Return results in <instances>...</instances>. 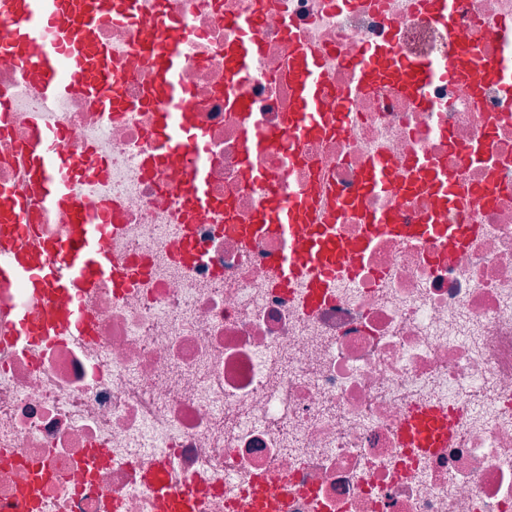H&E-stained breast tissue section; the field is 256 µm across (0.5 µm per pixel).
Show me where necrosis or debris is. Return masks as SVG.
Masks as SVG:
<instances>
[{"mask_svg": "<svg viewBox=\"0 0 512 512\" xmlns=\"http://www.w3.org/2000/svg\"><path fill=\"white\" fill-rule=\"evenodd\" d=\"M255 9L263 51L238 92L268 147L253 157L262 180L250 186L240 175L246 132L224 100V48L243 37L226 17ZM457 10L471 52L451 75L447 29L408 0L369 10L345 0H144L135 18L97 34L128 102L116 117L79 96L44 107L0 53V101L13 110L0 122V186H19L31 139L52 132L55 150L87 163L72 180L78 208L117 226V259L149 268L140 285L117 294L104 282L83 298L96 342L0 349V451L13 458L0 464V506L28 512L21 495L36 460L55 473L37 491L41 512H103L115 499L121 512H169L141 485L163 461L202 490L204 512H512V99L485 69L512 66L501 35L512 0H458ZM169 15L191 33L181 58L204 135L197 160L180 166L163 161L147 96L145 52ZM289 30L325 51L324 133L296 145L284 129L296 109ZM389 43L400 59L432 65L426 103L400 93L409 73L399 62L380 64L374 85L357 90L350 60ZM376 159L383 184L363 191ZM423 159L447 166L462 202L410 188ZM198 169L237 223L271 186L302 198L313 219L289 240L245 243L201 207L192 216L199 256L178 262L179 202ZM348 195L360 206L337 220L346 242L362 236L364 212L388 209L407 224L481 231L466 244L452 234L378 236L355 275L342 256V272L307 308L304 289L276 283L270 260L308 252L315 216ZM416 405L457 415L445 447L403 472L401 424Z\"/></svg>", "mask_w": 512, "mask_h": 512, "instance_id": "4bbe7bcc", "label": "necrosis or debris"}]
</instances>
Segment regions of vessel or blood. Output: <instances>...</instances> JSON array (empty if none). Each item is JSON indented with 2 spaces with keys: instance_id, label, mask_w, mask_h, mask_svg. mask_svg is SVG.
Segmentation results:
<instances>
[{
  "instance_id": "vessel-or-blood-1",
  "label": "vessel or blood",
  "mask_w": 512,
  "mask_h": 512,
  "mask_svg": "<svg viewBox=\"0 0 512 512\" xmlns=\"http://www.w3.org/2000/svg\"><path fill=\"white\" fill-rule=\"evenodd\" d=\"M455 4L456 0H420L418 7L447 25L450 38L457 41V50L462 53L466 47L460 44L455 28ZM139 6L140 0H0V22L17 27L16 36L0 44V52L15 57L23 71L37 70V89L46 106H54L68 95L80 94L95 108L117 113L123 107L119 92L121 80L104 66L96 32L104 22L135 13ZM230 23L244 33L242 41L224 52L225 65L235 81L249 72L262 51V44L253 34L257 26L256 14L231 17ZM188 37L189 32L180 21L167 19L163 25L162 46L151 54L154 81L150 96L159 105L154 134L170 142L168 160L174 164L182 161L185 143H198L203 138L192 125L190 113L184 109L189 86L182 69L181 50ZM322 56L323 50L317 46L303 43L291 46L289 62L297 76V108L288 116L286 127L290 141L295 143L321 130L318 104L325 81L320 65ZM64 59L76 70L99 66V83L88 86L76 77L60 81L58 68ZM234 81L225 86L224 96L237 106L241 119L245 120L249 117L248 107L238 96ZM51 142L52 137L47 134L29 148L22 187L0 186V279L26 284L31 293L42 299L45 310L44 318L39 319L26 309H16L6 336L0 337V342L6 344L45 346L63 338L93 342V320L80 305V298L100 280H110L114 288L123 290L134 286L142 277L140 269L118 261L113 255L112 226L97 223L77 209L70 189L75 163L56 152ZM265 147L263 136L255 129H248L242 159V176L246 183L258 180L252 156ZM411 178L443 198L456 192L447 169L428 161L417 163ZM36 203L54 212L69 214L81 223V235L55 246H46L22 235L20 228L27 223ZM303 211L302 200L284 199L272 189L251 221L235 225L234 230L247 240L256 235L286 237ZM363 223V238L354 246L358 253L380 235L427 239L442 231L436 224L399 223L391 212L365 215ZM341 248L335 225L322 224L308 253L298 256L283 252L273 260V270L280 284H303L306 302L313 307L321 301L337 270L336 254ZM59 293L76 297V304L57 308L54 297ZM451 416L450 409L439 406L412 409L402 423L404 447L412 453L442 447L448 440ZM142 485L151 493L167 496L173 512H197L199 499L193 487L184 481H173L166 464H158L145 476Z\"/></svg>"
}]
</instances>
